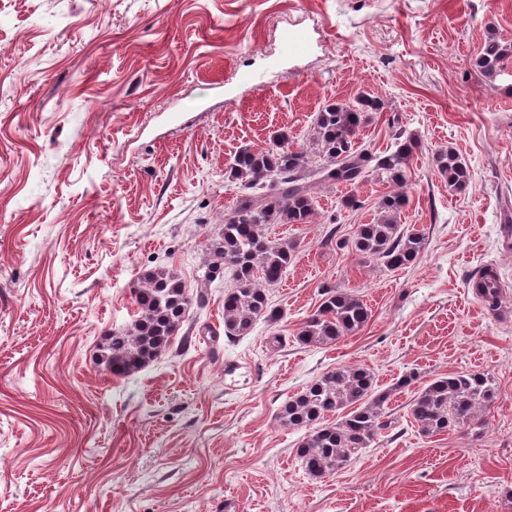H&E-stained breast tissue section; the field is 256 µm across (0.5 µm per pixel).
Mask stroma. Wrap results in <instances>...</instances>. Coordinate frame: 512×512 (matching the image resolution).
I'll use <instances>...</instances> for the list:
<instances>
[{
  "mask_svg": "<svg viewBox=\"0 0 512 512\" xmlns=\"http://www.w3.org/2000/svg\"><path fill=\"white\" fill-rule=\"evenodd\" d=\"M0 512H512V58L472 67L488 32L512 40V0H0ZM313 47L288 56L287 30ZM262 79L239 86L237 72ZM380 100L358 136L383 155L413 137L402 229L420 256L389 271L350 243L393 185H323L308 224H269L297 249L270 301L282 319L224 334L231 278L207 249L237 194V151L286 131L322 164L316 113ZM472 174L452 191L434 154ZM207 288L170 347L130 376L97 359L138 317L145 270ZM497 312L473 294L483 267ZM371 317L302 347L326 290ZM341 366L390 392L391 423L335 474L311 478L303 431L276 419ZM480 372L495 400L476 424L423 436L410 412L435 378Z\"/></svg>",
  "mask_w": 512,
  "mask_h": 512,
  "instance_id": "obj_1",
  "label": "stroma"
}]
</instances>
